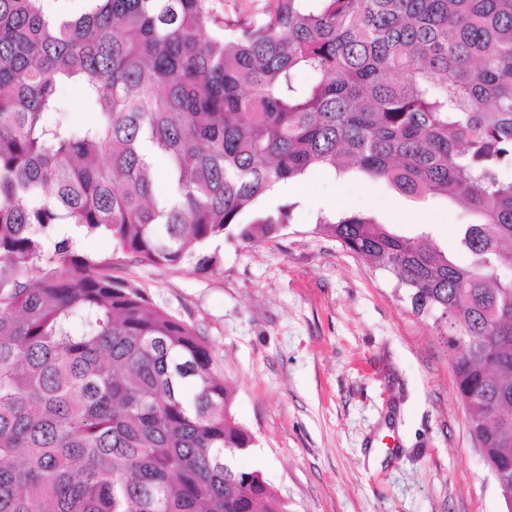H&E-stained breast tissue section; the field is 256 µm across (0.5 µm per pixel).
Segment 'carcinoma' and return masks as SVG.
I'll return each mask as SVG.
<instances>
[{"mask_svg": "<svg viewBox=\"0 0 512 512\" xmlns=\"http://www.w3.org/2000/svg\"><path fill=\"white\" fill-rule=\"evenodd\" d=\"M65 86L91 120H46ZM316 168L480 217L465 265L363 215L311 233L435 316L512 487V0H0V512H288L234 465L255 437L207 342L112 271L214 273L206 245L279 236L287 209L243 217Z\"/></svg>", "mask_w": 512, "mask_h": 512, "instance_id": "obj_1", "label": "carcinoma"}]
</instances>
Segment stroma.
I'll list each match as a JSON object with an SVG mask.
<instances>
[{"mask_svg":"<svg viewBox=\"0 0 512 512\" xmlns=\"http://www.w3.org/2000/svg\"><path fill=\"white\" fill-rule=\"evenodd\" d=\"M283 200L293 210L277 238L210 244L218 273L132 260L115 271L210 344L233 413L256 439L237 466L262 472L288 512H504L433 315L414 313L369 261L312 232L319 218L364 214L428 233L463 264L459 231L473 215L356 172H311ZM280 201L258 207L271 213Z\"/></svg>","mask_w":512,"mask_h":512,"instance_id":"1","label":"stroma"}]
</instances>
